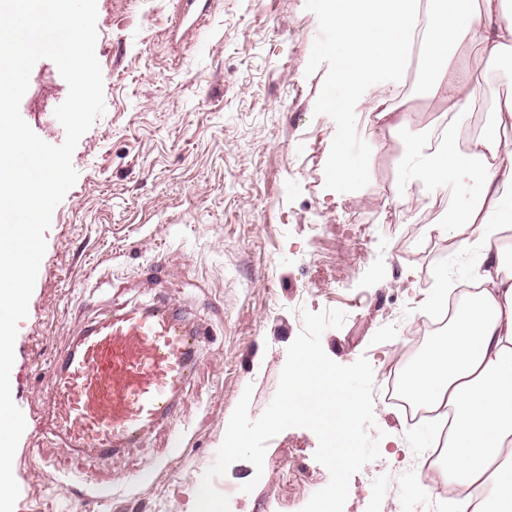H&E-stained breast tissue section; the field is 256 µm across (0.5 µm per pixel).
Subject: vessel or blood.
<instances>
[{"label": "vessel or blood", "instance_id": "b4317fda", "mask_svg": "<svg viewBox=\"0 0 512 512\" xmlns=\"http://www.w3.org/2000/svg\"><path fill=\"white\" fill-rule=\"evenodd\" d=\"M201 343L200 330L166 301L96 321L53 370L57 437L101 457L139 444L174 420Z\"/></svg>", "mask_w": 512, "mask_h": 512}]
</instances>
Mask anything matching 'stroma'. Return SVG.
Instances as JSON below:
<instances>
[{"label": "stroma", "instance_id": "stroma-1", "mask_svg": "<svg viewBox=\"0 0 512 512\" xmlns=\"http://www.w3.org/2000/svg\"><path fill=\"white\" fill-rule=\"evenodd\" d=\"M196 0L201 32L176 31L182 0H97L96 56L105 112L78 142V179L52 215L47 249L18 326L11 394L26 428L13 474L14 512H194L207 468L244 390L259 418L278 385L303 311L336 308L324 331L342 365L370 362L379 459L349 481L343 512H435L416 492L420 450L402 411L384 403L385 371L411 358L403 333L416 326L440 275L468 281L435 224L459 201L423 187L417 164H393L400 138L381 139L363 109L341 127L336 59L316 47L330 31L324 0ZM410 131L445 122L416 70L401 82ZM512 84L487 77L461 138L483 129ZM362 177L337 186V137ZM405 189L407 202L392 197ZM167 300L209 329L174 427H160L119 456L64 447L48 395L55 363L92 321ZM316 435L292 427L267 445L264 476L232 463L215 480L229 512H301L289 473L327 485Z\"/></svg>", "mask_w": 512, "mask_h": 512}]
</instances>
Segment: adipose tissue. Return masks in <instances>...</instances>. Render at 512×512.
<instances>
[{
	"label": "adipose tissue",
	"instance_id": "adipose-tissue-1",
	"mask_svg": "<svg viewBox=\"0 0 512 512\" xmlns=\"http://www.w3.org/2000/svg\"><path fill=\"white\" fill-rule=\"evenodd\" d=\"M325 19L342 47L334 81L345 109L364 108L393 136L409 121L392 94L425 44L421 71L448 122L410 139L395 167L418 159L423 182L459 191L461 206L437 230L473 256L475 289L448 336L403 371L409 398L448 419L433 480L465 488L455 512H512V97L467 148L458 143L483 77L512 79L500 65L512 56V0H326ZM461 44L469 60L456 59Z\"/></svg>",
	"mask_w": 512,
	"mask_h": 512
}]
</instances>
